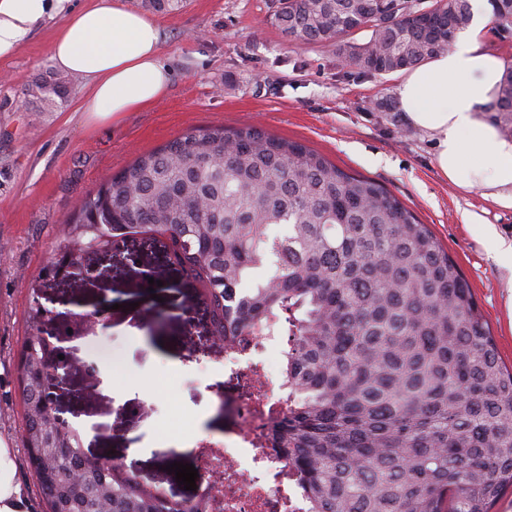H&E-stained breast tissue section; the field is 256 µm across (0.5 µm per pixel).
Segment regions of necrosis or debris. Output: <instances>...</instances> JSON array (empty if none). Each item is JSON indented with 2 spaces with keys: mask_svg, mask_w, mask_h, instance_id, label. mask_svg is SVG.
I'll list each match as a JSON object with an SVG mask.
<instances>
[{
  "mask_svg": "<svg viewBox=\"0 0 512 512\" xmlns=\"http://www.w3.org/2000/svg\"><path fill=\"white\" fill-rule=\"evenodd\" d=\"M269 343L254 336L247 347L224 351L235 423L223 439L200 445V512H311L292 464L267 439L273 416L286 407L282 379L260 357Z\"/></svg>",
  "mask_w": 512,
  "mask_h": 512,
  "instance_id": "necrosis-or-debris-1",
  "label": "necrosis or debris"
}]
</instances>
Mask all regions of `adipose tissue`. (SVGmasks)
Segmentation results:
<instances>
[{
	"label": "adipose tissue",
	"mask_w": 512,
	"mask_h": 512,
	"mask_svg": "<svg viewBox=\"0 0 512 512\" xmlns=\"http://www.w3.org/2000/svg\"><path fill=\"white\" fill-rule=\"evenodd\" d=\"M62 16L50 46L55 67L83 76L91 90L83 111L100 118L131 112L166 94L170 72L160 58V30L124 0H91L78 11L65 0H0V57L14 51L43 18ZM483 10L453 46L404 70L395 89L408 123L436 143L435 167L468 192L512 208V140L481 114L497 99L501 59L485 50ZM0 512H26L12 449L0 440Z\"/></svg>",
	"instance_id": "obj_1"
}]
</instances>
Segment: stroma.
Wrapping results in <instances>:
<instances>
[{
  "label": "stroma",
  "mask_w": 512,
  "mask_h": 512,
  "mask_svg": "<svg viewBox=\"0 0 512 512\" xmlns=\"http://www.w3.org/2000/svg\"><path fill=\"white\" fill-rule=\"evenodd\" d=\"M270 5L186 0L176 11H148L160 28L170 88L148 108L114 120L80 111L89 86L79 76H70L62 104L42 106L29 96L36 80L59 74L50 60L57 22L0 57V438L16 450L27 512H47L20 437L16 362L33 299L30 283L53 258L59 231L86 194L139 155L190 132L255 126L383 184L458 265L502 361L512 366V267L492 245L497 238L512 241V209L439 175L434 141L395 106L397 74L367 73L334 48L285 41L265 22ZM466 211L479 223H464ZM112 263L121 270L113 282L77 279L47 292L64 315L109 305L105 325L67 347L77 369L60 393V408L92 454H111L145 482L187 499L190 491L168 467L196 463L198 450L178 449L170 426L201 419L210 435L223 437L225 390L210 377L224 359L200 350L206 308L170 262L163 236H135ZM140 379L153 381L152 400L135 396L115 406L113 389Z\"/></svg>",
  "instance_id": "stroma-1"
}]
</instances>
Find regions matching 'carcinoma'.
<instances>
[{
    "instance_id": "carcinoma-1",
    "label": "carcinoma",
    "mask_w": 512,
    "mask_h": 512,
    "mask_svg": "<svg viewBox=\"0 0 512 512\" xmlns=\"http://www.w3.org/2000/svg\"><path fill=\"white\" fill-rule=\"evenodd\" d=\"M390 2L273 0L268 21L290 42L390 74L448 51L472 20L470 0L431 13L397 0L383 19ZM492 3L496 27L511 29L512 7ZM358 31L369 39H345ZM68 92L60 78L32 87L47 105ZM496 109L512 122V67ZM273 226L285 233L270 237ZM147 233L171 241L169 260L198 285L214 339L291 336L288 403L270 438L313 512H492L512 488V370L457 264L387 188L257 127H211L138 156L88 193L51 264H89L112 240ZM264 268L271 274L256 276ZM50 287L31 282L17 360L29 464L54 484L79 471L109 494L112 512H169L152 486L84 460L78 432L50 425L43 379L64 374L43 336Z\"/></svg>"
}]
</instances>
